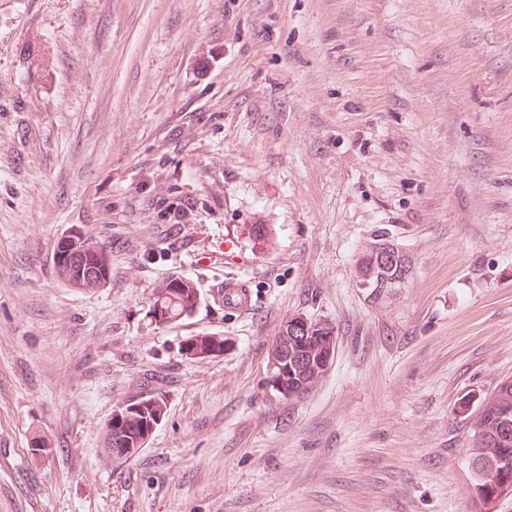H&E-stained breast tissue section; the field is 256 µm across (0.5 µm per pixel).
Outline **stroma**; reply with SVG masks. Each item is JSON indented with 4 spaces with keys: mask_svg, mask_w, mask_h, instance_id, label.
<instances>
[{
    "mask_svg": "<svg viewBox=\"0 0 512 512\" xmlns=\"http://www.w3.org/2000/svg\"><path fill=\"white\" fill-rule=\"evenodd\" d=\"M75 228L112 250L92 293L56 276ZM381 238L410 272L377 295ZM173 278L199 301L162 327ZM295 316L336 343L288 398ZM202 335L223 353L187 355ZM507 377L512 0H0V512H469ZM366 255V256H365ZM365 255H362L361 259L358 261L360 265H362V262L368 263L367 266L359 267L356 266L355 270V276L357 285L361 288H374L373 291L376 289L375 284L377 281L378 275H376V278H372L375 273L380 271L379 277H378V289L377 292L381 293L385 291L386 288H391L394 284H397V282L401 281L405 275L407 274V267H408V261L405 254L399 250V248L392 243L389 240L382 239L379 240L377 243H375L373 246L370 247L369 250L365 252ZM392 266V267H391ZM398 266L399 270H401L402 277L394 279H388V276L384 274V271H387L389 267H391L390 273L394 271V269ZM369 269V271H368ZM368 271L367 277H361L365 275V273ZM372 278V279H371ZM360 279H366L369 280L367 283L360 282ZM384 280V281H383ZM334 350L335 328L331 324L310 321L307 332L294 333L287 321L269 353L277 392L288 398L303 394L327 370L325 359L331 355V362ZM164 408L162 399L146 398L115 410L104 432L106 456L114 461L135 455L164 415Z\"/></svg>",
    "mask_w": 512,
    "mask_h": 512,
    "instance_id": "35a3bbf8",
    "label": "stroma"
}]
</instances>
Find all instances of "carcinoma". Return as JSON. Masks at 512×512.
<instances>
[{"instance_id":"cac0c4a2","label":"carcinoma","mask_w":512,"mask_h":512,"mask_svg":"<svg viewBox=\"0 0 512 512\" xmlns=\"http://www.w3.org/2000/svg\"><path fill=\"white\" fill-rule=\"evenodd\" d=\"M71 237H64L55 256V271L67 287L91 292L105 287L111 273L110 251L96 243L73 248ZM95 273L87 274L88 269ZM197 304V289L189 279H173L156 289L153 315L164 326L189 315ZM224 350V340L196 336L187 343V352L205 357ZM335 327L312 322L306 332H293L284 326L270 347L269 359L275 366L272 379L277 392L298 396L325 372V359L334 355ZM165 404L160 398H146L112 413L106 424L103 451L116 459L135 455L144 447ZM469 456L484 463L480 477L467 489L471 512H493L497 497L507 486L512 489V378L502 379L484 395L473 421Z\"/></svg>"}]
</instances>
